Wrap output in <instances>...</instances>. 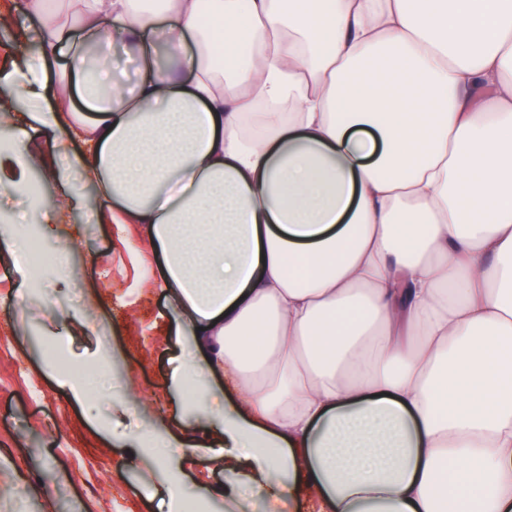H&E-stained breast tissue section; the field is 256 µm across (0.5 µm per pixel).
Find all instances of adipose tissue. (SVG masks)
Segmentation results:
<instances>
[{
    "label": "adipose tissue",
    "mask_w": 512,
    "mask_h": 512,
    "mask_svg": "<svg viewBox=\"0 0 512 512\" xmlns=\"http://www.w3.org/2000/svg\"><path fill=\"white\" fill-rule=\"evenodd\" d=\"M224 467L316 512H512V0H30ZM122 36L133 88L108 47ZM54 157L18 140L6 168Z\"/></svg>",
    "instance_id": "obj_1"
}]
</instances>
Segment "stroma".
Segmentation results:
<instances>
[{
    "mask_svg": "<svg viewBox=\"0 0 512 512\" xmlns=\"http://www.w3.org/2000/svg\"><path fill=\"white\" fill-rule=\"evenodd\" d=\"M25 3L0 0V16L13 19L0 27V73L11 70L14 46L33 21ZM72 177L81 194L75 209L59 207L62 187L40 169L28 174L40 188L35 204H28L22 185L0 183V227L41 224L44 211L55 206L58 223L82 230L66 272L76 287L62 289V274L51 271L41 295L28 298L26 323L18 321L26 284L14 265L0 264V455L11 461L16 484L12 492L0 488V512H168L157 492L166 472L144 480L108 433L141 434L150 447L167 428L192 438L196 460L180 474L186 501L226 484L221 450L198 422H174L167 406L171 369L183 349L170 305L152 278L158 260L142 225L101 217L95 186L80 172ZM51 300L61 301L73 319L92 322L93 330H72L51 342L40 312ZM97 358L107 361L112 378L97 388L92 404L77 403L58 381L60 363L68 361L84 377ZM133 394L134 409L115 416V406Z\"/></svg>",
    "mask_w": 512,
    "mask_h": 512,
    "instance_id": "stroma-1",
    "label": "stroma"
}]
</instances>
